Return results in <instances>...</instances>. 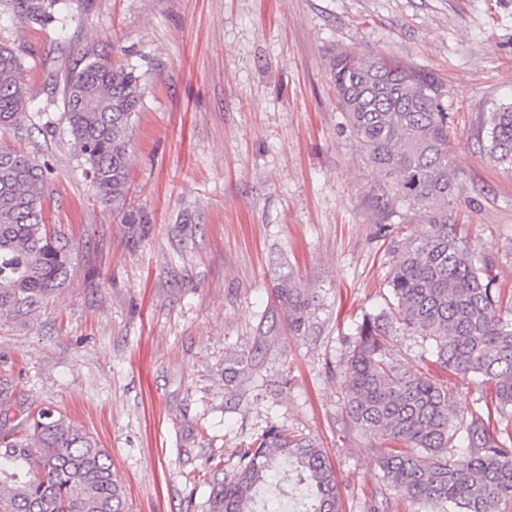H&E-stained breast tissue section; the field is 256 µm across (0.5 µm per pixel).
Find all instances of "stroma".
Returning <instances> with one entry per match:
<instances>
[{
	"instance_id": "stroma-1",
	"label": "stroma",
	"mask_w": 512,
	"mask_h": 512,
	"mask_svg": "<svg viewBox=\"0 0 512 512\" xmlns=\"http://www.w3.org/2000/svg\"><path fill=\"white\" fill-rule=\"evenodd\" d=\"M68 43L24 45L26 94L52 122L16 140L50 168L45 217L73 241L68 283L0 319V376L67 415L112 456L129 512H209L205 461L276 424L319 439L342 512H370L380 474L345 422L340 384L355 323L377 313L405 204L387 207L336 106L330 59L380 51L441 81L466 225L512 289V172L483 155V113L512 102V0H71ZM132 64L131 202L96 198L69 134L61 82L88 58ZM315 293L292 334L283 276ZM251 370L225 385L230 362Z\"/></svg>"
}]
</instances>
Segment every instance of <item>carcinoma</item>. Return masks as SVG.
Masks as SVG:
<instances>
[{
	"label": "carcinoma",
	"instance_id": "1",
	"mask_svg": "<svg viewBox=\"0 0 512 512\" xmlns=\"http://www.w3.org/2000/svg\"><path fill=\"white\" fill-rule=\"evenodd\" d=\"M0 22L50 27L69 39L68 0H0ZM20 49L0 46V129L28 135L41 106L25 92ZM336 104L360 151L394 195L427 218L418 234L398 232L378 313L355 324L341 382L342 414L374 440L381 471L379 504L396 492L435 512H512V308L503 305L493 263L448 223L459 174L453 163L445 88L429 72L381 53L353 49L331 59ZM141 76L101 57L68 76L63 102L73 144L97 199L145 223L126 207L132 178V121ZM485 156L512 170V104L481 124ZM47 169L23 150L0 143V318L27 314L67 283L73 246L44 223ZM276 299L298 334L314 301L291 279ZM430 342L432 363L477 396L421 365L407 367L388 349L398 330ZM224 479L213 478L210 512H257L256 493L276 468L299 475L305 512H341L336 471L320 442L270 425L239 442ZM0 512H128L109 451L48 408L24 406L0 381Z\"/></svg>",
	"mask_w": 512,
	"mask_h": 512
}]
</instances>
